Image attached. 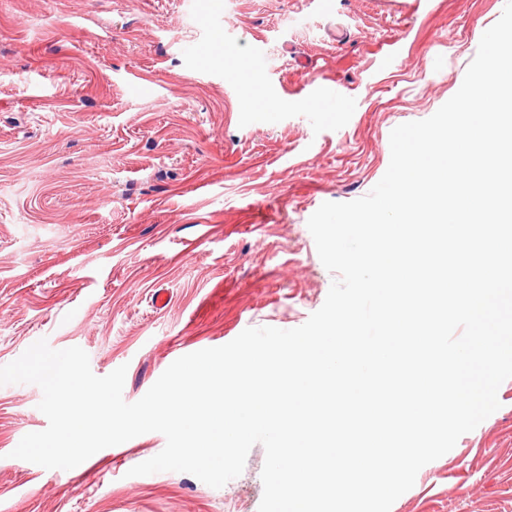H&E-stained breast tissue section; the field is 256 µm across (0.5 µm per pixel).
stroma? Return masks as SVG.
<instances>
[{
  "label": "stroma",
  "mask_w": 512,
  "mask_h": 512,
  "mask_svg": "<svg viewBox=\"0 0 512 512\" xmlns=\"http://www.w3.org/2000/svg\"><path fill=\"white\" fill-rule=\"evenodd\" d=\"M504 6L0 0V366L77 346L95 375L126 366L132 403L183 355L303 325L335 279L309 218L371 191L391 130L458 91ZM497 396L391 512H512V379ZM41 397L0 386V512H258L259 444L219 489L131 475L158 432L78 472L14 458Z\"/></svg>",
  "instance_id": "stroma-1"
}]
</instances>
